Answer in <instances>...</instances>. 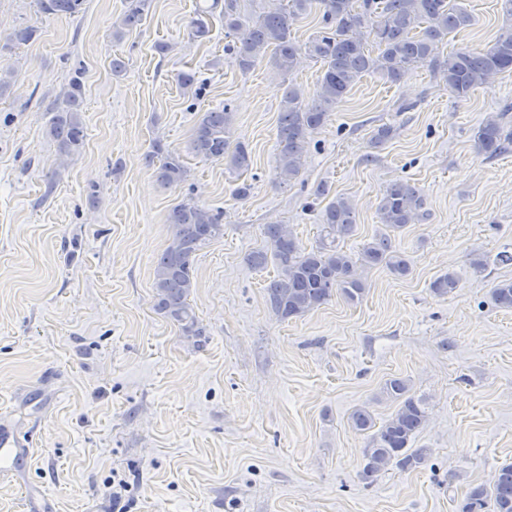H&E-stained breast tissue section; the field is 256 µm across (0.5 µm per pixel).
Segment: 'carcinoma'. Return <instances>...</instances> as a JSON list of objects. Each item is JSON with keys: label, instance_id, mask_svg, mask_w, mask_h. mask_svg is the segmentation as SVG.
<instances>
[{"label": "carcinoma", "instance_id": "obj_1", "mask_svg": "<svg viewBox=\"0 0 512 512\" xmlns=\"http://www.w3.org/2000/svg\"><path fill=\"white\" fill-rule=\"evenodd\" d=\"M247 0H213L221 7L227 51L244 73L263 61L282 79V94L277 120L278 183L288 187L298 178L310 136L326 123L330 113L366 74H377L391 84L409 73L426 67L441 77L449 91L463 100L496 75L512 73V27L499 33L484 49L456 48L446 55L438 52L448 35L467 29L472 15L456 0H286L267 10H244ZM85 0H37L45 14L73 16L82 11ZM144 0H129L113 35L141 21ZM318 10L322 30L304 44L293 37L296 17ZM323 63L317 87L307 95L288 83L300 54ZM81 86L73 83L63 106L54 109L50 133L60 152L80 150L86 129L78 115ZM512 115L509 107L491 115L474 132L476 153L494 158L512 152ZM235 113L229 106L203 112L197 118L191 149L203 160H222L231 169H249L248 152L231 145ZM159 161L157 181L179 186L187 176L177 153L157 142L149 161ZM426 200L421 190L408 181L397 180L383 190L378 206L379 223L384 232L366 243L353 256L339 246L357 224L348 198L338 196L320 213V240L314 247H302L285 224H268L264 229L267 246L252 255L259 267L273 257L278 275L266 288V303L273 315L286 321L302 317L325 304L336 293L355 302L365 293L363 271L385 266L397 276L410 272V260L395 249L392 234L425 215ZM173 239L168 241L154 263L155 309L175 325L183 336L204 335L190 302L194 288L193 258L206 244L224 235L220 214L191 201L174 205L168 213ZM459 287V279L444 274L431 283V291L446 296ZM492 300L499 309L512 310V279L492 288ZM381 396L396 403L390 418L368 436L364 448L366 464L362 478L370 483L394 465L413 470L424 465L431 455L428 448L414 443L427 422V402L411 394L409 380L394 376L381 387ZM354 430L367 433L375 427L372 413L364 406L349 415ZM459 512H512V463L501 466L492 486L472 488L460 501Z\"/></svg>", "mask_w": 512, "mask_h": 512}]
</instances>
